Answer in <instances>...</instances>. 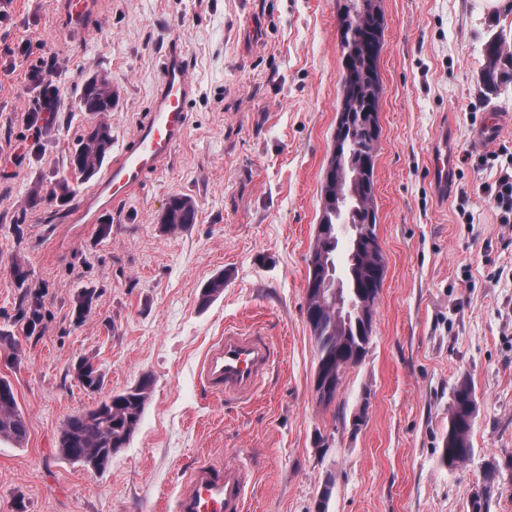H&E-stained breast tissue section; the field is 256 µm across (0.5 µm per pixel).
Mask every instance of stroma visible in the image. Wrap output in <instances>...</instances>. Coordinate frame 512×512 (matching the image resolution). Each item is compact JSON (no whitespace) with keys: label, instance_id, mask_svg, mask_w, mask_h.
I'll return each instance as SVG.
<instances>
[{"label":"stroma","instance_id":"obj_1","mask_svg":"<svg viewBox=\"0 0 512 512\" xmlns=\"http://www.w3.org/2000/svg\"><path fill=\"white\" fill-rule=\"evenodd\" d=\"M65 0H0V376L28 425L0 442V512H174L180 481L207 458L246 464V512H470L487 462L512 459V225L479 195L501 145H512V83L487 90L483 43L512 12L486 0H381V137L376 233L386 271L365 358L336 400L317 403L316 347L305 314L307 259L322 216L321 182L341 105L343 0H94L66 26ZM179 31L194 94L175 151L128 198L80 229L87 184L61 206L49 187L87 126L78 90L93 75L120 93L98 119L120 148L153 106L160 57ZM51 69L58 124L36 131L34 72ZM505 115L481 158L468 143L489 108ZM451 127L462 154L437 197L434 139ZM197 216L168 233L171 196ZM45 296L42 329L19 323L14 267ZM224 291L201 304L204 285ZM95 296L84 321L73 305ZM260 327L277 351L249 403L212 396L196 374L225 325ZM93 360L104 392L152 379L140 426L104 472L59 457L65 419L96 397L75 365ZM475 387V456L441 464L451 391ZM369 397L366 422L351 419Z\"/></svg>","mask_w":512,"mask_h":512}]
</instances>
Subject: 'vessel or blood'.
<instances>
[{
	"mask_svg": "<svg viewBox=\"0 0 512 512\" xmlns=\"http://www.w3.org/2000/svg\"><path fill=\"white\" fill-rule=\"evenodd\" d=\"M194 91L184 64L179 35H172L159 70L154 109L136 134L121 147L112 164L76 204L72 223L94 224L113 204L137 190L147 173L157 170L171 155L188 124L189 101ZM502 127L498 112L474 133L471 144L482 148L493 142ZM458 147L441 135L433 149L429 173L440 191H447L456 170ZM276 350L265 333L229 325L206 350L197 380L208 393L242 403L251 401L257 386L276 361ZM250 475L235 463L202 462L182 482L175 512H246Z\"/></svg>",
	"mask_w": 512,
	"mask_h": 512,
	"instance_id": "obj_1",
	"label": "vessel or blood"
}]
</instances>
